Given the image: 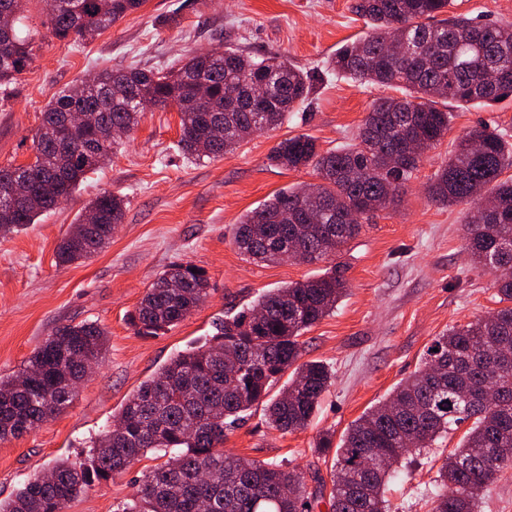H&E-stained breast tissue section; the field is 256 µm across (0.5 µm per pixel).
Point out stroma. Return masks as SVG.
I'll return each instance as SVG.
<instances>
[{"label":"stroma","instance_id":"obj_1","mask_svg":"<svg viewBox=\"0 0 512 512\" xmlns=\"http://www.w3.org/2000/svg\"><path fill=\"white\" fill-rule=\"evenodd\" d=\"M354 0H143L95 38H55L43 26V0H29L19 34L34 32L30 67L0 90V166L34 156L32 137L41 113L62 88L103 69H167L197 50L233 49L253 58L282 56L313 83L309 99L273 130L255 133L216 159L194 160L178 147L176 107L144 114L116 155L88 173L73 197L36 224L0 238V377L19 374L55 330L94 321L108 332L98 365L78 386L72 404L21 438L0 443V500H8L34 472L84 453L118 415L128 397L170 358L209 339L225 318L273 288L320 275L329 261L260 265L242 255L235 226L274 192L314 182L309 169L288 171L268 156L281 140L306 134L319 151L352 142L373 100L393 87L352 82L330 61L347 42L370 34L352 11ZM449 14L481 23H512V0H451ZM448 133L427 152L396 209L377 212L337 260L348 292L335 310L300 338L303 360H318L333 381L310 423L284 433L265 422L263 408L228 432L227 453L304 473L308 491L329 479L333 451L320 452V433L342 436L367 408L422 362L448 328L499 306L492 277L464 249L469 204L443 205L426 192L459 138L485 125L512 141V96L489 107L449 105ZM125 196L122 224L109 243L85 260L56 263V250L85 206L98 195ZM190 264L209 282L206 300L184 321L155 336L132 322L146 289L163 271ZM462 437L413 453L390 480V512H430V492L444 458ZM143 457L123 474L68 502L64 512H116L143 475Z\"/></svg>","mask_w":512,"mask_h":512}]
</instances>
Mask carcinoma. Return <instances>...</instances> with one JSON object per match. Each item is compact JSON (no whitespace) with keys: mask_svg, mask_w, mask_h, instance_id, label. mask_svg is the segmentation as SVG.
<instances>
[{"mask_svg":"<svg viewBox=\"0 0 512 512\" xmlns=\"http://www.w3.org/2000/svg\"><path fill=\"white\" fill-rule=\"evenodd\" d=\"M142 0H58L47 27L60 39L83 41L112 27ZM449 0H355L353 11L372 33L343 45L332 69L353 81L391 86L400 97L372 102L356 142L321 152L305 134L285 138L269 160L285 170L312 168L320 179L308 194L289 187L248 211L237 225L238 250L256 263L288 259L291 250L313 263L334 256L362 232L363 221L400 204L423 156L448 132L446 100L488 105L512 94V24H480L455 15L430 25ZM32 61L31 37L13 33L11 51L0 55V86ZM268 81L272 91L258 109L224 102V86L248 89ZM311 77L276 58L256 60L234 51L213 57L196 51L166 73L113 69L92 85L60 91L42 112L33 136L35 159L0 167V185L19 183V199L0 210V236L17 232L69 199L98 153L112 154L116 139L105 126L132 131L144 112L172 105L180 113L179 147L195 158H217L257 131L283 124L304 103ZM96 114V123L58 149L65 114ZM224 133L211 139L206 118ZM512 143L485 127L461 138L428 185L432 200L450 206L469 201L465 248L473 261L495 273L493 287L506 306L437 337L414 372L388 396L352 421L336 447L329 512H389L384 486L406 454L430 448L465 422L458 447L439 468L431 512H477L484 489L512 466ZM58 246L61 265L98 252L123 222V197L104 193ZM344 270L259 296L224 320L220 333L170 359L140 384L118 422L92 441L86 458L60 459L33 475L0 512H63L94 483L124 472L151 453L164 462L146 474L119 512H313L318 496L304 477L281 466L224 452L226 431L263 405L270 427L306 428L331 383L320 361L299 362V337L329 315L346 294ZM208 281L192 266H174L147 289L133 317L144 336H154L187 317L205 299ZM107 331L84 321L56 329L17 376L0 378V442L19 438L72 403L88 367L97 363ZM291 376L275 396L271 389ZM494 389L495 400L485 402Z\"/></svg>","mask_w":512,"mask_h":512,"instance_id":"obj_1","label":"carcinoma"}]
</instances>
